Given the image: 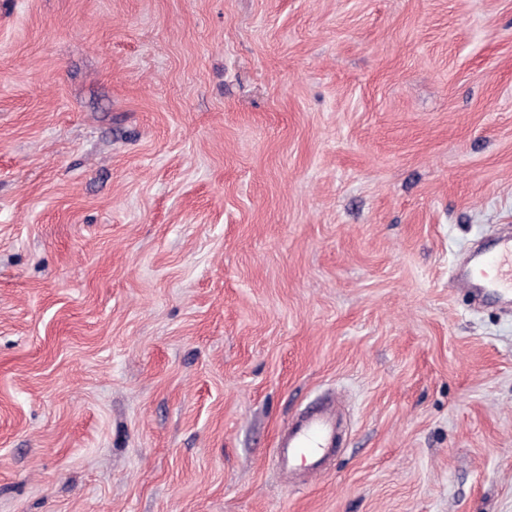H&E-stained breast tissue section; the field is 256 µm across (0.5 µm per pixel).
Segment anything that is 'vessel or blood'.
I'll return each instance as SVG.
<instances>
[{"instance_id":"obj_1","label":"vessel or blood","mask_w":512,"mask_h":512,"mask_svg":"<svg viewBox=\"0 0 512 512\" xmlns=\"http://www.w3.org/2000/svg\"><path fill=\"white\" fill-rule=\"evenodd\" d=\"M455 282L478 294L512 295V237H503L492 254L470 255ZM336 435V414L322 406L312 407L280 436L279 458L285 464L303 457L326 462L335 452Z\"/></svg>"}]
</instances>
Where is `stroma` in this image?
Returning <instances> with one entry per match:
<instances>
[{
	"instance_id": "1",
	"label": "stroma",
	"mask_w": 512,
	"mask_h": 512,
	"mask_svg": "<svg viewBox=\"0 0 512 512\" xmlns=\"http://www.w3.org/2000/svg\"><path fill=\"white\" fill-rule=\"evenodd\" d=\"M509 226L512 0H0V512H512ZM494 268L496 274L488 277L485 269ZM456 285L471 288L478 294L512 295V237H503L491 255L478 252L470 255L453 278ZM337 416L323 406H314L300 419L288 425L279 438L277 448L282 463H288V472L295 461L313 459L324 464L336 452Z\"/></svg>"
}]
</instances>
